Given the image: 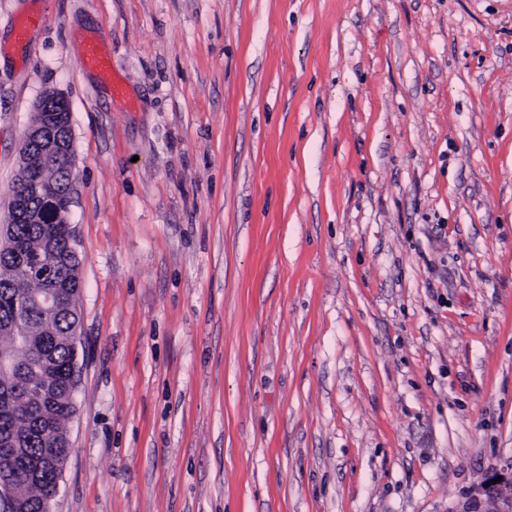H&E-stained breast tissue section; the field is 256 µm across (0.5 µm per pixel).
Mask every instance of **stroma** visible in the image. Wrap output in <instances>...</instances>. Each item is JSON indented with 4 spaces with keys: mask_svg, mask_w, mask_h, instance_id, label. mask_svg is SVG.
<instances>
[{
    "mask_svg": "<svg viewBox=\"0 0 512 512\" xmlns=\"http://www.w3.org/2000/svg\"><path fill=\"white\" fill-rule=\"evenodd\" d=\"M48 90L51 512H462L512 462V0H0V222ZM80 63L85 68L96 69L102 74H108L112 70V54L97 40H89L84 46ZM45 96L46 94L36 105V113H41V117L28 128L23 142L26 140L31 145L30 148L36 146L41 158L50 161L64 159L67 166L73 168V147H69L68 142L64 143L59 136H55V128L67 121L65 112H69V102L58 92L50 95L48 100H45Z\"/></svg>",
    "mask_w": 512,
    "mask_h": 512,
    "instance_id": "35a3bbf8",
    "label": "stroma"
}]
</instances>
